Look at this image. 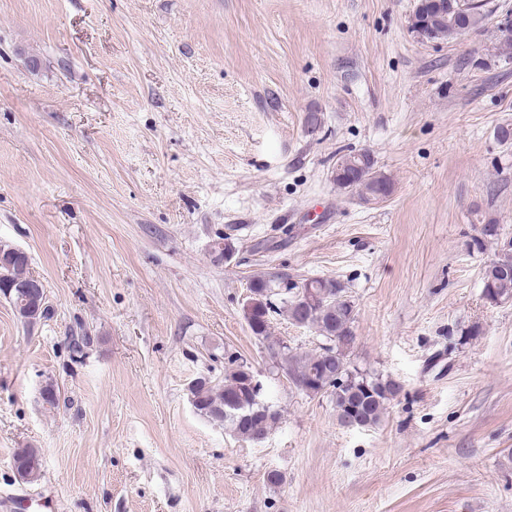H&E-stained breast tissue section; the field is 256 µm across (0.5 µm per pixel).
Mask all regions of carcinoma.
I'll list each match as a JSON object with an SVG mask.
<instances>
[{"label":"carcinoma","mask_w":512,"mask_h":512,"mask_svg":"<svg viewBox=\"0 0 512 512\" xmlns=\"http://www.w3.org/2000/svg\"><path fill=\"white\" fill-rule=\"evenodd\" d=\"M446 7L440 12L422 16L414 12L411 25L425 23L432 28L435 40H454L482 25L485 16L477 9L466 14L454 10L456 0H444ZM336 188L348 191L363 202L378 197L385 199L394 190L390 176L376 168L373 155L367 151L345 154L340 169L333 176ZM495 225H481L479 235L471 246L478 250L485 244L499 243L493 233ZM285 277L271 279L255 276L249 284V296L243 307L244 317L254 336L266 343L271 359L280 363L286 376L301 392L316 396H332L340 424L346 418L358 419L357 427H373L381 421L388 402L400 392L401 385L393 380L371 378L350 368L348 351L355 341L354 302L346 295L345 286L332 278L307 280L312 293L310 303L292 291L278 292ZM482 295L491 304L512 297V252L495 253L482 269ZM285 312L291 322L306 321V326L319 333L328 347L314 352H292L288 344L271 336V319ZM247 362L230 353L224 357V380L217 383L199 378L191 384L189 392L197 412L213 421L229 426L236 435L258 441L275 428L281 413L273 406L256 400L253 388L243 368ZM13 461L25 466L28 482L41 477V457L36 448H18Z\"/></svg>","instance_id":"carcinoma-1"}]
</instances>
